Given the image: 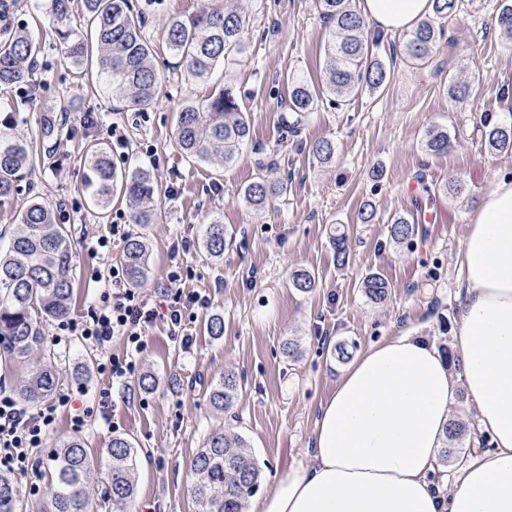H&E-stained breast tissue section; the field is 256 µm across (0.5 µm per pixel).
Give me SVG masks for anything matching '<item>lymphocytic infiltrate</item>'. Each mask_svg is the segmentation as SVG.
Returning a JSON list of instances; mask_svg holds the SVG:
<instances>
[{"mask_svg":"<svg viewBox=\"0 0 512 512\" xmlns=\"http://www.w3.org/2000/svg\"><path fill=\"white\" fill-rule=\"evenodd\" d=\"M124 235V225L115 224L110 235L89 241L88 251L109 264L107 288L100 306L89 308L80 318L60 323L63 331L75 333L94 346L104 347L115 341L122 344V353L109 355L97 365L99 373L120 386L126 385L136 371L146 346V328L159 320L174 328L182 327L185 308L199 302L197 295L179 291L161 305L132 288L123 263L110 259L115 241ZM74 399L73 391H60L43 408L33 411L13 394L0 390V465L15 473L24 472L33 450L43 447L56 410L72 405Z\"/></svg>","mask_w":512,"mask_h":512,"instance_id":"1","label":"lymphocytic infiltrate"}]
</instances>
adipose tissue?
Masks as SVG:
<instances>
[{
    "mask_svg": "<svg viewBox=\"0 0 512 512\" xmlns=\"http://www.w3.org/2000/svg\"><path fill=\"white\" fill-rule=\"evenodd\" d=\"M433 0H362L386 32H405ZM465 280L452 374L410 329L359 353L322 406L310 465L276 479L255 512H512V176L474 207L459 255ZM492 442L459 469L448 497L428 479L457 389Z\"/></svg>",
    "mask_w": 512,
    "mask_h": 512,
    "instance_id": "1",
    "label": "adipose tissue"
}]
</instances>
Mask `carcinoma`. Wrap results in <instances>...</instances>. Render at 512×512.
Returning a JSON list of instances; mask_svg holds the SVG:
<instances>
[{
    "mask_svg": "<svg viewBox=\"0 0 512 512\" xmlns=\"http://www.w3.org/2000/svg\"><path fill=\"white\" fill-rule=\"evenodd\" d=\"M17 0H0V85H28L33 65L41 52L40 44L26 31L12 25ZM84 17L94 25L98 47V66L102 84L127 107L143 110L156 96L159 75L153 61V48L144 34V17L134 10L132 0H82ZM318 11L331 27L325 48L326 87L341 104L350 96L382 89L390 72L374 51L377 41L369 40L364 16L352 7L351 0H316ZM459 0H433V12L410 32L404 46L406 57L424 64L432 57L442 35L443 23L456 15ZM49 13L56 37L65 47L66 58L84 65L89 46L75 37L70 28L74 16L73 0H49ZM497 24L512 38V0H502ZM247 29L243 8L226 6L222 10L203 9L190 19L173 15L166 19L162 33L178 63L195 79H205L212 70L241 52ZM288 128L298 131L304 116L313 111L317 93L306 79L291 76ZM473 84L451 82L448 97L464 101ZM485 146L495 153L512 152V121L503 122L485 113L479 120ZM60 133L57 113L40 114L37 136L51 141ZM251 127L246 113L229 89H224L205 104L188 103L177 113L175 143L187 160L208 161L219 157L232 163L248 144ZM423 147L429 153L443 154L453 147L448 130L433 126L426 130ZM319 163H329L335 147L321 140L312 147ZM87 168L82 191L105 210L112 203L114 188H120L132 210L136 224L158 223L155 195L157 188L143 168L117 173L105 148L90 142L84 152ZM53 159L52 151L40 155L30 152L20 140L0 138V202L11 198L23 177V170ZM287 190L284 180L261 178L246 184L242 198L247 206L261 210L269 199ZM416 226L398 216L390 225V235L398 242L410 241ZM232 243L224 224L214 220L206 228L205 248L214 258L224 257ZM125 267L133 284L144 281L149 263L147 245L141 236H131L124 247ZM76 264L70 234L55 223L54 213L42 203L30 200L18 214L6 252H0V357L22 361L43 343V325L66 317L71 309ZM289 282L306 293L316 287L308 270L297 269ZM364 293L374 301L385 299L389 283L377 273L362 281ZM60 380L56 367L48 362L30 369L16 392L24 403L36 407L50 397ZM239 381L225 373L211 384L210 401L220 409L230 407L238 394ZM53 471L47 512H93L89 488L103 485L106 503L116 512H129L136 496L137 450L125 437H112L106 456L92 462L81 437H73L53 449L49 458ZM192 467L197 476L193 495L198 512H243L244 503L258 488L262 472L244 440L222 429L211 433L196 453ZM23 504L14 476L0 471V512H22Z\"/></svg>",
    "mask_w": 512,
    "mask_h": 512,
    "instance_id": "cac0c4a2",
    "label": "carcinoma"
}]
</instances>
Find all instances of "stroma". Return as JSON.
I'll return each instance as SVG.
<instances>
[{"label": "stroma", "instance_id": "35a3bbf8", "mask_svg": "<svg viewBox=\"0 0 512 512\" xmlns=\"http://www.w3.org/2000/svg\"><path fill=\"white\" fill-rule=\"evenodd\" d=\"M144 11V32L155 56L160 83L154 102L137 111L125 108L111 92L81 70L64 64L49 15L48 0H20L13 16L42 39L36 62L40 88L26 98L17 88L0 89V134L29 140L43 109L67 107L69 132L53 143L52 167H35L20 182L19 194L0 206V230H11L23 204L38 200L66 225L76 254L72 317L98 303L101 288L92 278L100 265L86 247L88 238L108 234L112 225L139 233L150 254L146 279L139 289L155 299L176 291L195 293L206 307L191 306L182 335L167 325L149 329L141 355V372L156 379L153 390L136 380L113 386L97 371L103 350L70 337L56 344V322L43 328L44 345L30 362L0 360V390L14 391L31 363L50 361L62 375L61 386L79 390L77 407L86 409L82 429H74L66 408H58L45 447L35 449L17 483L25 512H44L49 492L48 451L63 440L81 436L92 459H99L113 436L124 435L138 451V494L133 512H197L196 476L191 461L217 429L240 434L262 471L258 495L269 493L277 476L311 463L315 419L350 364L370 345L416 329L440 351H447L464 295L458 253L470 213L495 181L512 175V152L492 153L485 146L479 117L489 112L512 116V41L495 25L500 0H460L455 18L432 60L407 61L406 33L380 37L378 51L391 71L387 85L363 93L346 105L335 103L323 83L325 46L330 29L315 0H242L249 24L236 61L197 80L176 67L160 37L170 15L192 17L204 6L223 7L224 0H133ZM292 74L305 76L318 94L299 135L282 125L287 115ZM474 80L472 97L452 101L447 85ZM242 100L251 140L231 164L185 160L174 142L176 117L187 103H204L223 88ZM446 127L454 148L427 154L421 145L427 127ZM124 145H116L112 127ZM331 140L336 155L321 165L311 155L315 141ZM110 153L117 170L143 167L159 188L155 224H133L124 202L96 207L81 191V162L86 141ZM384 171L380 184L372 168ZM276 172L288 191L266 209L243 202L244 185ZM435 189L427 199L421 184ZM462 184V193L448 191ZM373 201L376 221L360 224L356 215ZM414 220L413 245L395 244L389 233L393 217ZM222 218L234 239L223 259L210 257L204 230ZM349 239L350 260L337 267L331 239ZM190 267V278L172 283L173 266ZM314 272L318 286L302 293L292 288V270ZM381 275L390 284L380 302L366 297L361 281ZM224 320V333L205 330L209 317ZM298 346L288 358L285 342ZM348 355L339 358L337 346ZM232 371L241 387L232 407L220 410L209 399L212 381ZM109 399H101L102 391ZM453 420L470 431L456 443L445 463L430 476L448 493L456 470L481 444L471 431L475 414L464 394L451 408Z\"/></svg>", "mask_w": 512, "mask_h": 512}]
</instances>
